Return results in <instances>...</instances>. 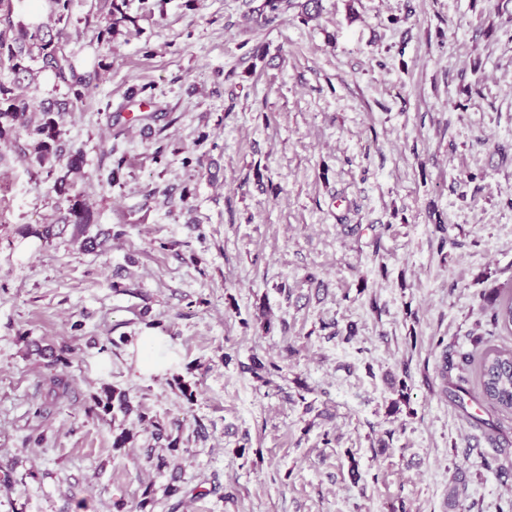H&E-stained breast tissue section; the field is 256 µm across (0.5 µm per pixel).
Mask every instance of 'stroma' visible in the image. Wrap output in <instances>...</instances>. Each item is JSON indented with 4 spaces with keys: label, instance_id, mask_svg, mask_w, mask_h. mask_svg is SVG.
<instances>
[{
    "label": "stroma",
    "instance_id": "35a3bbf8",
    "mask_svg": "<svg viewBox=\"0 0 512 512\" xmlns=\"http://www.w3.org/2000/svg\"><path fill=\"white\" fill-rule=\"evenodd\" d=\"M264 2L125 0L100 40L110 0H73L88 95L26 88L33 114L67 103L85 164L62 196L26 137L0 143V512L148 488L154 512H512V416L477 405L470 341L512 348L486 317L512 291V0ZM106 384L134 406L122 448L85 413ZM122 4L118 3L117 0H112V9L109 11L103 21L100 22L96 32L97 39H103L106 36L112 37L120 32V28L124 26L127 16L122 10ZM167 338L146 332L140 336L139 345L142 348L141 371L147 375H164L172 369L174 361L170 354L162 357L159 353L167 346Z\"/></svg>",
    "mask_w": 512,
    "mask_h": 512
}]
</instances>
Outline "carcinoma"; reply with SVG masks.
Here are the masks:
<instances>
[{
	"mask_svg": "<svg viewBox=\"0 0 512 512\" xmlns=\"http://www.w3.org/2000/svg\"><path fill=\"white\" fill-rule=\"evenodd\" d=\"M48 5L47 18L57 24L70 21L71 0H46ZM127 16L122 4L112 0V9L100 22L96 38L101 40L111 37L124 26ZM42 61L43 68H49L57 80L66 85L77 100L83 97L86 86L85 77L79 75L73 62V54L68 51L63 40L62 30L55 29L45 22L36 26L20 23H8V28L0 31V68H7L11 78L0 81V141H9L19 132L27 134L33 144L35 161L41 167L54 171L60 167L55 179V190L63 195L70 186V175L81 172L84 164L82 150L77 149L64 156L56 147L64 131L58 117L66 112L59 107L54 111L50 108L42 112V118L31 121L28 118L29 104L19 93L25 82L35 80L30 63ZM68 222L75 225L76 230H83L84 225L93 221L89 208L77 198H67ZM490 321L508 333H512V294L499 301L495 294H490ZM480 390L479 399L488 408L500 413H512V351L497 347L486 349L479 367ZM132 411L130 400L124 391L114 387H105L94 398L93 405L86 408L89 416L101 414L125 415Z\"/></svg>",
	"mask_w": 512,
	"mask_h": 512,
	"instance_id": "carcinoma-1",
	"label": "carcinoma"
}]
</instances>
